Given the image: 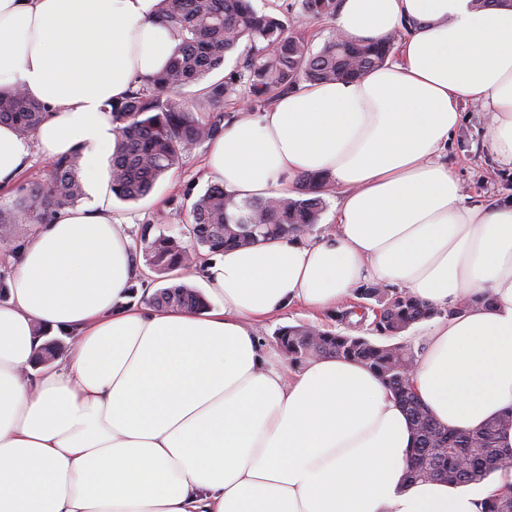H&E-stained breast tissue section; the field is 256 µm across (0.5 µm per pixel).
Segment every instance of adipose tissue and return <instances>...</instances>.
<instances>
[{"instance_id": "1", "label": "adipose tissue", "mask_w": 512, "mask_h": 512, "mask_svg": "<svg viewBox=\"0 0 512 512\" xmlns=\"http://www.w3.org/2000/svg\"><path fill=\"white\" fill-rule=\"evenodd\" d=\"M155 3L0 0V87L50 108L29 141L0 124V184L31 149L78 151L96 191L37 225L0 303V512H481L512 493V468L466 489L408 482L411 425L376 373L277 367L257 332L297 304L320 314L364 284L402 286L438 310L411 378L434 418L471 431L512 409V201L469 204L442 159L467 103L512 167V6L340 0L334 30L397 36L396 60L297 86L225 123L205 157L238 202L327 177L344 189L335 229L208 258L212 306L194 312L132 300V241L100 190L107 102L174 47ZM47 330L77 343L40 365Z\"/></svg>"}]
</instances>
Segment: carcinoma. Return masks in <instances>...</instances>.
Segmentation results:
<instances>
[{
    "label": "carcinoma",
    "instance_id": "carcinoma-1",
    "mask_svg": "<svg viewBox=\"0 0 512 512\" xmlns=\"http://www.w3.org/2000/svg\"><path fill=\"white\" fill-rule=\"evenodd\" d=\"M301 12L330 21L338 0H297ZM156 18L175 43L166 67L133 83L128 93L111 102L116 144L109 161L112 194L121 201L146 197L157 181L178 168L196 146L224 131L231 119L229 101L244 98L252 109H266L276 97L304 82L356 79L384 65L396 38L383 42L351 43L331 34L317 51L297 29L289 7L260 12L252 0H158ZM238 53L233 70L224 73L226 55ZM46 115L45 104L22 88H0V123L17 135L33 137ZM81 154L56 159L47 178L19 186L9 205L0 202V241L14 242L24 224H43L53 213L77 203L84 195L79 176ZM329 181L306 175L296 182L292 197L235 201L224 186L211 185L197 196L186 225L193 244L210 253L308 233L323 211ZM143 229L150 268L172 284L156 291L158 307L202 311V295L176 282L179 272L197 264L201 253L179 239ZM357 297L373 299L374 307L357 304L346 311L369 327L336 331L312 325L282 327L276 333L291 365L311 358H341L373 370L405 410L414 440L407 480L439 479L451 485H477L497 470L512 467V448L502 434L512 427V410L472 432L438 423L413 391L410 368L417 352L408 344L380 342L399 337L431 316L432 308L406 291L368 284Z\"/></svg>",
    "mask_w": 512,
    "mask_h": 512
}]
</instances>
